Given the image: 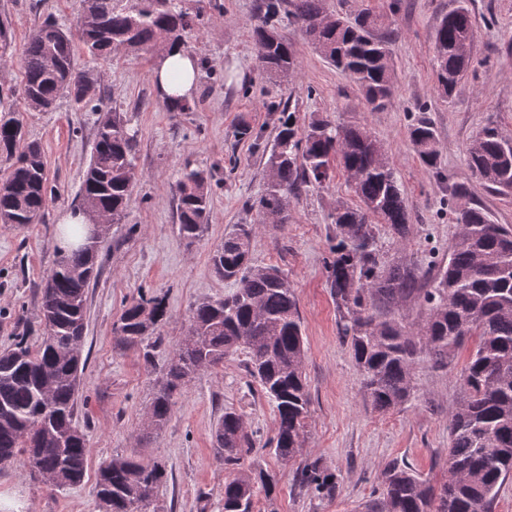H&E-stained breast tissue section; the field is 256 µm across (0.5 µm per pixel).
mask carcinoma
<instances>
[{
  "label": "carcinoma",
  "mask_w": 512,
  "mask_h": 512,
  "mask_svg": "<svg viewBox=\"0 0 512 512\" xmlns=\"http://www.w3.org/2000/svg\"><path fill=\"white\" fill-rule=\"evenodd\" d=\"M291 4L288 17L321 55L360 87L372 108L386 106L393 95L392 69L387 41L372 32L376 18L369 13L352 23L335 18L323 0ZM278 8L266 4L254 27L258 59L268 78L290 79L297 60L273 25ZM197 18L185 0H83L77 26L84 54L98 61L119 48L150 53L168 41L185 45ZM56 29L57 22L47 19L30 35L20 58L21 98L30 108L49 112L65 94L84 109L95 95L97 76L94 69L76 64L72 40L55 35ZM474 41L473 20L464 7L435 27L433 67L441 95L451 96L473 63ZM409 135L418 158L438 169L431 121L419 118ZM136 146V135L121 113L98 119L80 209L106 214L114 224L122 221L134 189ZM0 157L9 162L0 179V224L39 223L52 194L44 152L39 143L25 140L14 100L1 93ZM467 163L489 188L505 193L501 184H512V134L482 130L467 150ZM335 165L351 179L359 205L340 204L332 215L336 244L327 283L365 401L382 413L406 404L414 396L413 369L421 355L446 368L456 351L474 340L460 374V397L449 415L444 481L435 486L393 462L381 472L380 497L366 512H494L498 490L512 476V229L472 206L466 189H453L458 235L448 260L423 274L431 287H418L409 268L386 265L378 249L377 224L388 225L399 239L410 224L397 171L381 145L360 126L340 129L327 119H313L303 127L287 106L280 110L266 151L264 192L251 207L265 220L286 224L290 200L329 179ZM210 193V177L201 170L184 169L175 184L178 231L189 245L206 231ZM252 231L238 226L213 254L214 273L233 291L192 307L191 337L164 367L146 430L156 434L166 426L176 396L198 370L244 350L250 375L276 414L269 452L289 462L302 450L310 414L303 374L306 341L288 276L276 266L252 262ZM101 245L85 238L57 250L42 284V342L33 350L20 338L0 354V464L24 454L32 469L55 474L58 487L79 484L86 469V436L75 416L88 288L99 275ZM408 297L418 298L425 310L418 326L379 312L380 306ZM166 315L163 300L142 297L125 307L116 333L125 345L141 346ZM215 441L224 450L226 466L239 464L253 450V434L233 410L219 419ZM163 476L157 462L116 455L99 468L97 495L105 512H160L154 489ZM258 484L273 500L275 476L260 466L226 478L224 512H254ZM299 484L323 496L336 490L334 477L316 462L301 469Z\"/></svg>",
  "instance_id": "carcinoma-1"
}]
</instances>
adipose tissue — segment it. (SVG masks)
I'll return each instance as SVG.
<instances>
[{
  "label": "adipose tissue",
  "mask_w": 512,
  "mask_h": 512,
  "mask_svg": "<svg viewBox=\"0 0 512 512\" xmlns=\"http://www.w3.org/2000/svg\"><path fill=\"white\" fill-rule=\"evenodd\" d=\"M200 61L179 44L167 46L152 70V81L159 97L165 102L191 98L198 84Z\"/></svg>",
  "instance_id": "obj_1"
}]
</instances>
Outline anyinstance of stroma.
<instances>
[{"label":"stroma","mask_w":512,"mask_h":512,"mask_svg":"<svg viewBox=\"0 0 512 512\" xmlns=\"http://www.w3.org/2000/svg\"><path fill=\"white\" fill-rule=\"evenodd\" d=\"M265 0H201L202 20L189 48L199 57L201 78L186 112L168 111L151 80L154 60L142 51L120 50L90 62L100 84L99 112L76 110L69 98L52 111L20 106L27 140L45 153L56 195L42 222L0 224V352L17 338L37 347L41 285L56 260L58 222L76 205L100 112L124 113L135 132L136 182L122 223L111 225L99 251V277L88 293L85 343L76 423L87 438L83 481L57 488L35 474L24 458L0 464V512H103L97 497L99 465L115 455L158 460L165 474L155 489L164 512H224V467L214 443L226 409L241 414L253 433L252 459L275 473L277 498L256 492L257 512H360L380 492L378 476L396 461L432 484L444 478L449 414L459 398L460 372L468 356L459 351L448 367L420 359L413 369L415 397L380 413L363 399L359 371L338 334L336 304L327 285L332 218L338 204L357 198L341 171L303 191L290 204L285 224L259 223L252 203L265 185L264 160L250 141L235 140L242 123L272 138L278 115L271 102L288 104L300 123L315 118L340 127L361 125L383 145L395 167L411 216L409 234L396 242L380 225L378 245L387 261L416 272L448 258L459 227L453 186H465L476 207L498 224L512 226V195L475 177L467 149L486 127L512 134V0H324L328 13L348 19L372 12L375 35L388 39L394 94L382 110L371 109L351 79L330 65L300 27L279 13L276 25L298 63L291 81L275 84L262 72L253 29ZM466 7L475 29L474 61L451 97L436 90L433 33L448 12ZM83 0H0V88L19 90V59L30 33L54 17L79 41ZM436 130L439 167L417 157L409 129L420 117ZM211 173L208 226L186 244L177 230L174 184L184 168ZM253 227L250 256L273 265L291 282L299 306L307 353L303 371L310 417L301 455L281 462L268 455L275 414L250 377L245 352L199 371L177 396L172 416L153 436L143 434L146 413L162 369L189 331L192 306L232 292L217 277L213 252L235 225ZM163 296L167 318L149 339L150 350L127 347L115 332L125 306L141 295ZM318 462L337 481L333 496L299 488L304 464Z\"/></svg>","instance_id":"35a3bbf8"}]
</instances>
